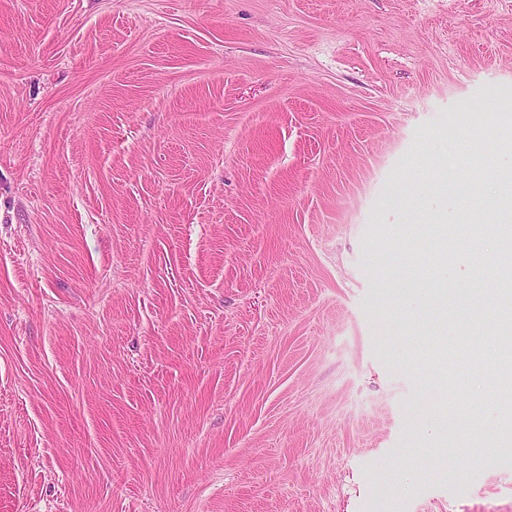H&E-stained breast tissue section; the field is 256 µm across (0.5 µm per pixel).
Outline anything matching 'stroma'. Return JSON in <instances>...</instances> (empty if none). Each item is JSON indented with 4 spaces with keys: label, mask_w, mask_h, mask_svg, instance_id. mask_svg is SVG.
Instances as JSON below:
<instances>
[{
    "label": "stroma",
    "mask_w": 512,
    "mask_h": 512,
    "mask_svg": "<svg viewBox=\"0 0 512 512\" xmlns=\"http://www.w3.org/2000/svg\"><path fill=\"white\" fill-rule=\"evenodd\" d=\"M511 173L512 0H0V512H512Z\"/></svg>",
    "instance_id": "35a3bbf8"
}]
</instances>
